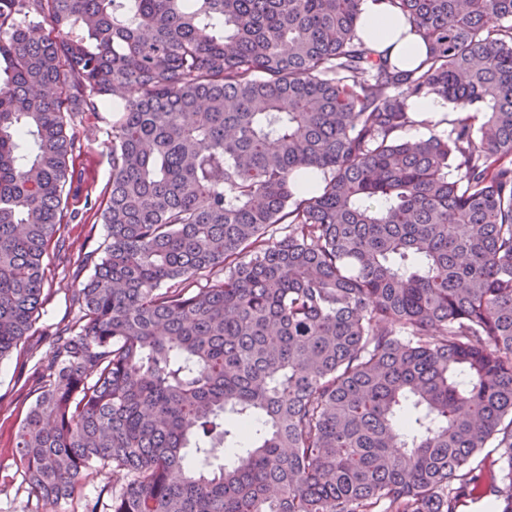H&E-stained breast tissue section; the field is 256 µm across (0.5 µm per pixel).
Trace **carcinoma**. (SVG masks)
<instances>
[{"mask_svg":"<svg viewBox=\"0 0 512 512\" xmlns=\"http://www.w3.org/2000/svg\"><path fill=\"white\" fill-rule=\"evenodd\" d=\"M376 2L416 67L364 0H0V360L79 116L118 113L109 243L18 433L36 501L110 468L87 512H512V0ZM421 96L447 136L397 135ZM409 30L410 25L402 16L392 15L383 4L368 0L358 33L377 50H387L390 59L402 69H411L418 59L425 57L427 46Z\"/></svg>","mask_w":512,"mask_h":512,"instance_id":"carcinoma-1","label":"carcinoma"}]
</instances>
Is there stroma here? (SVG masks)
<instances>
[{"label":"stroma","mask_w":512,"mask_h":512,"mask_svg":"<svg viewBox=\"0 0 512 512\" xmlns=\"http://www.w3.org/2000/svg\"><path fill=\"white\" fill-rule=\"evenodd\" d=\"M110 132L108 120L83 116L76 164L85 172V192L94 198L104 195L112 179ZM73 208L78 216L63 227L64 249L52 260L44 290L46 301L34 333L0 361V512H86L88 503L108 499L112 489L111 470L93 472L83 476L72 496L49 507L29 497L16 462L18 430L35 400V364L49 354L52 332L74 315L69 297L79 285L75 271L81 269L87 255L102 252L107 242L108 229L98 215L85 211L80 201L74 202Z\"/></svg>","instance_id":"obj_1"}]
</instances>
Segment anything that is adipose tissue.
Segmentation results:
<instances>
[{
	"instance_id": "obj_1",
	"label": "adipose tissue",
	"mask_w": 512,
	"mask_h": 512,
	"mask_svg": "<svg viewBox=\"0 0 512 512\" xmlns=\"http://www.w3.org/2000/svg\"><path fill=\"white\" fill-rule=\"evenodd\" d=\"M358 33L377 50L388 52L391 60L404 69L412 68L427 52L424 41L411 34L407 21L389 13L378 0H368Z\"/></svg>"
}]
</instances>
